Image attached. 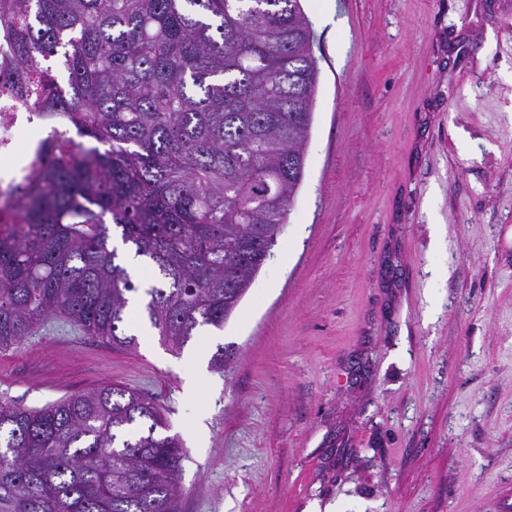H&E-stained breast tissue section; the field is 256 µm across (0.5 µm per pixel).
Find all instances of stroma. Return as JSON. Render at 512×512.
<instances>
[{
  "mask_svg": "<svg viewBox=\"0 0 512 512\" xmlns=\"http://www.w3.org/2000/svg\"><path fill=\"white\" fill-rule=\"evenodd\" d=\"M302 6L304 179L223 329L44 330L0 352V398L134 389L183 442V512H512V0Z\"/></svg>",
  "mask_w": 512,
  "mask_h": 512,
  "instance_id": "1",
  "label": "stroma"
}]
</instances>
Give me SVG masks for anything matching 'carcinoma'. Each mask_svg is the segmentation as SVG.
Segmentation results:
<instances>
[{
  "mask_svg": "<svg viewBox=\"0 0 512 512\" xmlns=\"http://www.w3.org/2000/svg\"><path fill=\"white\" fill-rule=\"evenodd\" d=\"M0 40V87L47 131L0 226V351L54 319L135 344L111 225L156 273L145 311L165 342L223 329L304 176L319 67L301 0H0ZM165 429L124 386L1 399L0 512H181Z\"/></svg>",
  "mask_w": 512,
  "mask_h": 512,
  "instance_id": "cac0c4a2",
  "label": "carcinoma"
}]
</instances>
